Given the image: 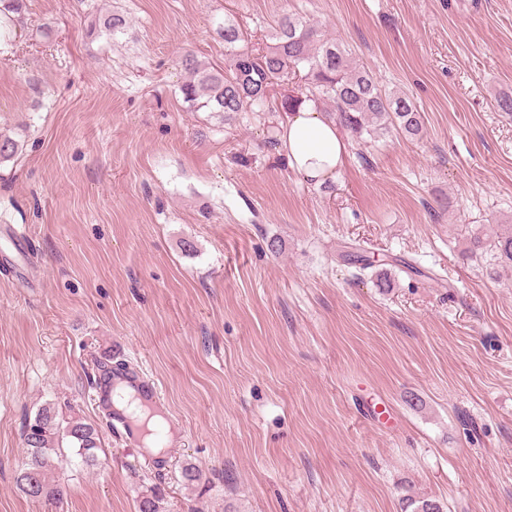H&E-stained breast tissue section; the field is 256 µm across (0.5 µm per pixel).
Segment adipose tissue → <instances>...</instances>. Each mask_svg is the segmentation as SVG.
Returning <instances> with one entry per match:
<instances>
[{
    "label": "adipose tissue",
    "mask_w": 512,
    "mask_h": 512,
    "mask_svg": "<svg viewBox=\"0 0 512 512\" xmlns=\"http://www.w3.org/2000/svg\"><path fill=\"white\" fill-rule=\"evenodd\" d=\"M277 140L290 171L315 185L335 180L349 147L335 120L311 99L285 114Z\"/></svg>",
    "instance_id": "1"
}]
</instances>
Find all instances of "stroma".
<instances>
[{
    "instance_id": "1",
    "label": "stroma",
    "mask_w": 512,
    "mask_h": 512,
    "mask_svg": "<svg viewBox=\"0 0 512 512\" xmlns=\"http://www.w3.org/2000/svg\"><path fill=\"white\" fill-rule=\"evenodd\" d=\"M285 12L406 92L421 138L351 146L315 186L276 151L279 113L188 111L182 55L223 65L228 17L262 50ZM502 93L512 0H26L0 40V133L24 143L0 226L27 237L0 233V512H138L154 489L161 512H512ZM111 362L183 426L162 465L95 405ZM47 403L98 431L95 461L65 448L57 500L16 483Z\"/></svg>"
}]
</instances>
